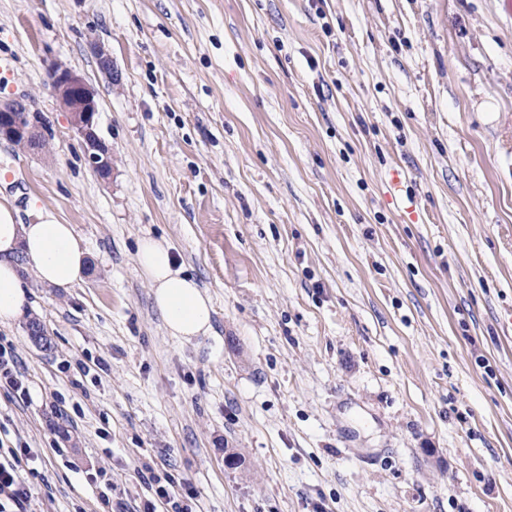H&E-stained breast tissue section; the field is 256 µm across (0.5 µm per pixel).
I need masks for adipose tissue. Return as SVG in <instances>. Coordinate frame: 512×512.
Masks as SVG:
<instances>
[{
	"instance_id": "ef3b65f1",
	"label": "adipose tissue",
	"mask_w": 512,
	"mask_h": 512,
	"mask_svg": "<svg viewBox=\"0 0 512 512\" xmlns=\"http://www.w3.org/2000/svg\"><path fill=\"white\" fill-rule=\"evenodd\" d=\"M88 256L73 225L50 214L38 223L20 224L13 206L0 202V323L20 318L29 303L23 267H30L43 285L69 288L88 276ZM136 258L170 335L189 340L209 332L212 303L195 279L176 269L168 242L141 238Z\"/></svg>"
}]
</instances>
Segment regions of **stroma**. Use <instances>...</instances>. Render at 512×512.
<instances>
[{"label": "stroma", "mask_w": 512, "mask_h": 512, "mask_svg": "<svg viewBox=\"0 0 512 512\" xmlns=\"http://www.w3.org/2000/svg\"><path fill=\"white\" fill-rule=\"evenodd\" d=\"M4 62L52 136L0 140V200L90 259L0 324L29 512H141L155 476L192 512H512L503 0H0ZM55 63L96 93L109 179ZM144 236L210 296L205 335L167 332ZM51 85L64 109L70 114L74 133L85 145L89 166L102 179L112 175V150L98 136V103L85 78L62 65L49 70ZM25 375L21 371L15 355L8 348L0 345V383L4 381L11 388L26 390Z\"/></svg>", "instance_id": "1"}]
</instances>
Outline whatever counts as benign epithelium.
Listing matches in <instances>:
<instances>
[{"instance_id": "7a95c632", "label": "benign epithelium", "mask_w": 512, "mask_h": 512, "mask_svg": "<svg viewBox=\"0 0 512 512\" xmlns=\"http://www.w3.org/2000/svg\"><path fill=\"white\" fill-rule=\"evenodd\" d=\"M49 77L62 106L70 114L74 133L85 145L89 166L101 178H109L112 150L97 134L99 108L94 91L82 75L59 64L50 68ZM1 138L39 151L47 145L48 131L25 101L0 102Z\"/></svg>"}]
</instances>
